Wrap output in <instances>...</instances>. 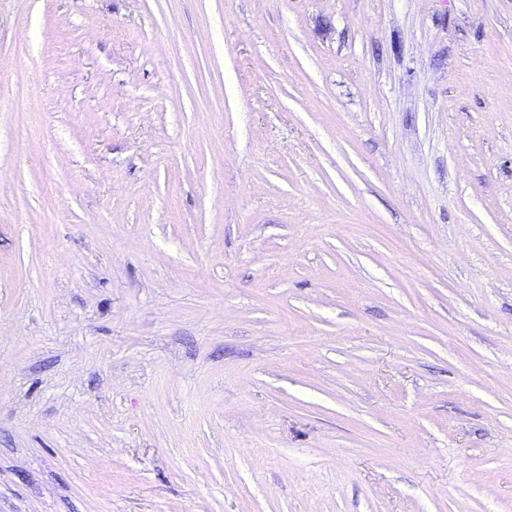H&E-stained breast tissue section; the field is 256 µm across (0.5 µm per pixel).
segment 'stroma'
Segmentation results:
<instances>
[{
	"label": "stroma",
	"mask_w": 512,
	"mask_h": 512,
	"mask_svg": "<svg viewBox=\"0 0 512 512\" xmlns=\"http://www.w3.org/2000/svg\"><path fill=\"white\" fill-rule=\"evenodd\" d=\"M0 512H512V0H0Z\"/></svg>",
	"instance_id": "stroma-1"
}]
</instances>
